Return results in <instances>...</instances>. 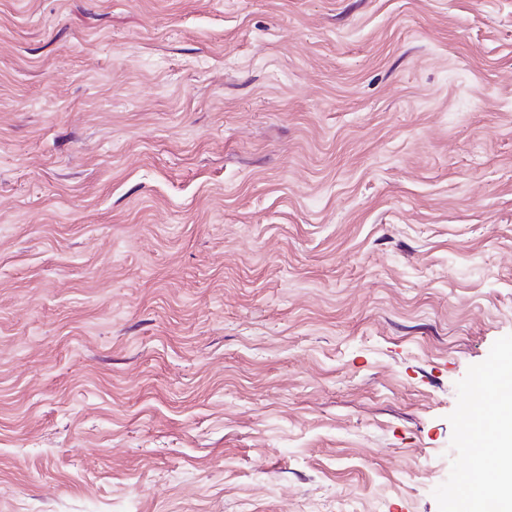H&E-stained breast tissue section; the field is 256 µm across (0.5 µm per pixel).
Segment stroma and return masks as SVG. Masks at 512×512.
Listing matches in <instances>:
<instances>
[{
	"label": "stroma",
	"instance_id": "1",
	"mask_svg": "<svg viewBox=\"0 0 512 512\" xmlns=\"http://www.w3.org/2000/svg\"><path fill=\"white\" fill-rule=\"evenodd\" d=\"M512 354V0H0V512H465ZM458 416L463 423L464 435L470 443L473 453L476 455L479 449L483 452L486 447L487 440L491 437L487 428L481 435L474 434V426L480 419V412L475 403L470 399L462 401L458 407ZM479 448V449H477Z\"/></svg>",
	"mask_w": 512,
	"mask_h": 512
}]
</instances>
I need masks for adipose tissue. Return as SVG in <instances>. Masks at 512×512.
<instances>
[{
  "label": "adipose tissue",
  "instance_id": "adipose-tissue-1",
  "mask_svg": "<svg viewBox=\"0 0 512 512\" xmlns=\"http://www.w3.org/2000/svg\"><path fill=\"white\" fill-rule=\"evenodd\" d=\"M485 421L493 431L492 446L476 457L470 468L466 492L470 498L497 497L512 476V358L500 366L499 381L493 391V406Z\"/></svg>",
  "mask_w": 512,
  "mask_h": 512
}]
</instances>
